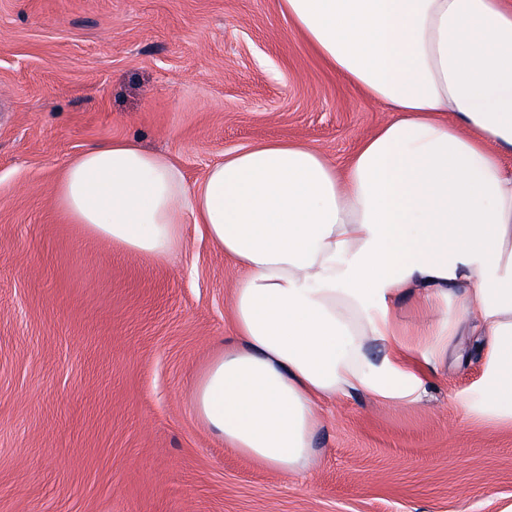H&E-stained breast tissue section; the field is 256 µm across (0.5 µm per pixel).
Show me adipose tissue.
Here are the masks:
<instances>
[{
  "mask_svg": "<svg viewBox=\"0 0 512 512\" xmlns=\"http://www.w3.org/2000/svg\"><path fill=\"white\" fill-rule=\"evenodd\" d=\"M325 65L389 117L344 167L303 142L225 156L188 186L131 140L82 151L56 200L159 262L204 225L242 275L234 338L200 374L198 419L230 448L308 472L324 402L420 403L464 323L483 340L469 414L512 423V0H278ZM431 312L403 342L396 308Z\"/></svg>",
  "mask_w": 512,
  "mask_h": 512,
  "instance_id": "1",
  "label": "adipose tissue"
}]
</instances>
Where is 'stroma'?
Returning <instances> with one entry per match:
<instances>
[{
	"mask_svg": "<svg viewBox=\"0 0 512 512\" xmlns=\"http://www.w3.org/2000/svg\"><path fill=\"white\" fill-rule=\"evenodd\" d=\"M386 117L276 0H0V512H512V425L452 400L482 375L476 336L423 403L325 404L313 467L283 473L193 409L240 270L202 225L158 263L56 202L95 144L167 153L193 185L273 141L343 164Z\"/></svg>",
	"mask_w": 512,
	"mask_h": 512,
	"instance_id": "stroma-1",
	"label": "stroma"
}]
</instances>
